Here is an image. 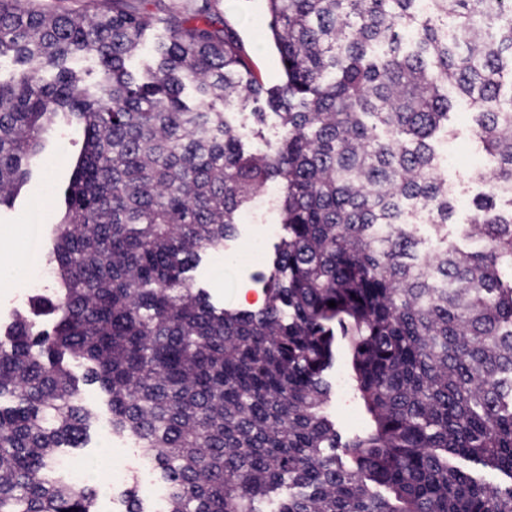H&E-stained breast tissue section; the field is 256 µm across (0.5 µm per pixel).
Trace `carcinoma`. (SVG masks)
<instances>
[{"label": "carcinoma", "mask_w": 512, "mask_h": 512, "mask_svg": "<svg viewBox=\"0 0 512 512\" xmlns=\"http://www.w3.org/2000/svg\"><path fill=\"white\" fill-rule=\"evenodd\" d=\"M218 4L0 0V208L48 128L84 129L57 288L0 340V512H97L56 471L96 419L71 361L159 470L163 512H512V0H267L276 88ZM158 24L140 77L127 61ZM450 86L494 161L461 224L436 151ZM261 100L253 122L274 114L281 136L250 152L233 115ZM272 182L286 234L266 305L218 309L186 269ZM338 336L372 419L344 441Z\"/></svg>", "instance_id": "1"}]
</instances>
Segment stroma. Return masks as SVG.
Here are the masks:
<instances>
[{
	"label": "stroma",
	"instance_id": "obj_1",
	"mask_svg": "<svg viewBox=\"0 0 512 512\" xmlns=\"http://www.w3.org/2000/svg\"><path fill=\"white\" fill-rule=\"evenodd\" d=\"M220 7L238 30L245 48L251 51L257 70L269 85L285 82L286 76L269 28L270 17L266 0H220ZM452 135L442 138L438 153L446 160L445 172L457 187V219L466 221L473 202L484 187L476 179L485 154L474 145L472 114L467 104H458L449 120ZM83 144V132L77 125L58 124L42 138V149L31 164L32 175L16 197L11 208L0 210V243L7 250L0 254V265L10 268L9 278L0 282V325L8 326L18 300L25 295V258H45L53 245L50 226L58 216L60 190L73 170ZM279 209L259 214L247 210L240 217L238 232L228 241L223 251L204 253L190 276L210 302L218 308L236 304L237 288L248 285L254 292L264 290L263 277L273 258L277 237L264 234L268 224L281 223ZM232 269V283H225V269ZM349 355L344 344H337L336 355L325 376L332 384V395L326 411L341 437L347 438L369 425V416L351 384ZM84 403L96 410L98 418L90 429V439L83 448H66L62 459L82 465L84 459L99 456L102 450L123 445L124 437L113 434L109 414L104 409L105 396L98 385L81 387ZM112 497L103 498L102 512H125L122 496L127 489H135L145 508L153 506V489L160 485L158 473L142 477L141 467L132 452L113 455L112 466L105 476Z\"/></svg>",
	"mask_w": 512,
	"mask_h": 512
}]
</instances>
